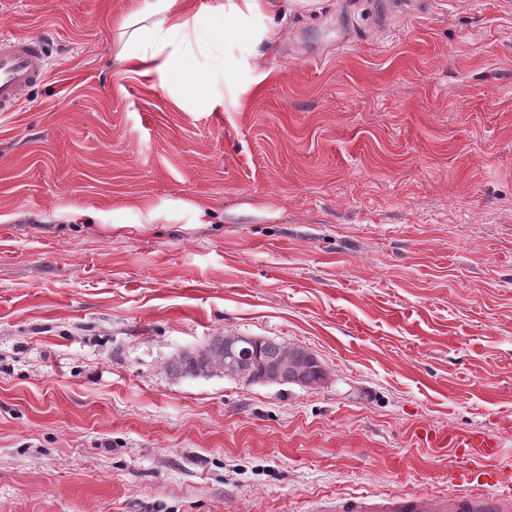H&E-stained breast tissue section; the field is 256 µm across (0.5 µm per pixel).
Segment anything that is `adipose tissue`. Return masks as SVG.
I'll use <instances>...</instances> for the list:
<instances>
[{
    "mask_svg": "<svg viewBox=\"0 0 512 512\" xmlns=\"http://www.w3.org/2000/svg\"><path fill=\"white\" fill-rule=\"evenodd\" d=\"M176 0H151L133 10L123 23L115 60L124 73L151 78L156 65L182 72L186 83L202 86L203 74L187 70L192 48L222 49L224 35L281 12L283 0H219L193 14L176 9Z\"/></svg>",
    "mask_w": 512,
    "mask_h": 512,
    "instance_id": "obj_1",
    "label": "adipose tissue"
}]
</instances>
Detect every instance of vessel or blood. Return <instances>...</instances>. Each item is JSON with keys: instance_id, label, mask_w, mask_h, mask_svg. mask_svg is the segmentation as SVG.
I'll return each instance as SVG.
<instances>
[{"instance_id": "obj_1", "label": "vessel or blood", "mask_w": 512, "mask_h": 512, "mask_svg": "<svg viewBox=\"0 0 512 512\" xmlns=\"http://www.w3.org/2000/svg\"><path fill=\"white\" fill-rule=\"evenodd\" d=\"M47 75V48L32 36L0 35V112L17 111L31 88ZM431 444L451 448L461 460L462 482H485L486 491H411L386 497L353 496L337 502L336 512H512V476L489 470L501 443L483 430L439 432Z\"/></svg>"}]
</instances>
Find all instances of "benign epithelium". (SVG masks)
Returning a JSON list of instances; mask_svg holds the SVG:
<instances>
[{"instance_id":"benign-epithelium-1","label":"benign epithelium","mask_w":512,"mask_h":512,"mask_svg":"<svg viewBox=\"0 0 512 512\" xmlns=\"http://www.w3.org/2000/svg\"><path fill=\"white\" fill-rule=\"evenodd\" d=\"M212 343L224 349V357L218 361L212 360L206 348L188 353L190 357L204 360L203 373L205 374L216 369L244 385L261 381L275 384L290 382L304 387H313V384L309 383V367L291 348L276 366L269 369L251 351V347L261 343L259 337L226 334L215 337Z\"/></svg>"}]
</instances>
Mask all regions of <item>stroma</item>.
<instances>
[{"mask_svg": "<svg viewBox=\"0 0 512 512\" xmlns=\"http://www.w3.org/2000/svg\"><path fill=\"white\" fill-rule=\"evenodd\" d=\"M141 0H0L48 75L0 112V512H331L512 471V0H311L144 80ZM320 388L169 374L224 333Z\"/></svg>", "mask_w": 512, "mask_h": 512, "instance_id": "1", "label": "stroma"}]
</instances>
